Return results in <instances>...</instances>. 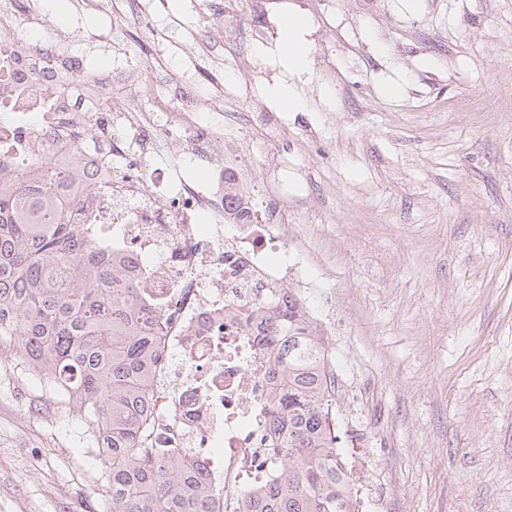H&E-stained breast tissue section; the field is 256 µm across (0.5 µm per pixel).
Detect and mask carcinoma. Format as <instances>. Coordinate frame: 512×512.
<instances>
[{
	"mask_svg": "<svg viewBox=\"0 0 512 512\" xmlns=\"http://www.w3.org/2000/svg\"><path fill=\"white\" fill-rule=\"evenodd\" d=\"M12 149L0 144V346L15 344L27 370L83 409L104 450L112 512H213L196 469L142 445L154 336L112 260L61 217L59 190L70 173L39 158L24 164ZM265 322L278 342L274 370L284 378L275 405L283 470L246 495L244 512H354L319 338L293 300Z\"/></svg>",
	"mask_w": 512,
	"mask_h": 512,
	"instance_id": "carcinoma-1",
	"label": "carcinoma"
}]
</instances>
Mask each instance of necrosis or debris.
I'll use <instances>...</instances> for the list:
<instances>
[{"instance_id":"obj_1","label":"necrosis or debris","mask_w":512,"mask_h":512,"mask_svg":"<svg viewBox=\"0 0 512 512\" xmlns=\"http://www.w3.org/2000/svg\"><path fill=\"white\" fill-rule=\"evenodd\" d=\"M51 45L31 38L11 43L27 73L0 76V132L23 152L72 158L76 168L95 161L92 185L75 181L63 203L70 223L86 228L98 252L119 261L135 288L134 301L158 336L147 378L145 445L191 463L217 495L216 512H241L244 494L269 484L281 467L271 454L274 352L259 322L283 294L300 297L288 282V203L241 194L239 170L251 160L247 127L221 185L203 192L191 182L160 189L145 158L153 132L166 128L171 145L193 156L224 150V113L197 110L199 93L186 81L179 106L157 100L133 108L143 61L112 30L115 69L128 95L103 91L89 71L70 69L60 47L70 40L56 27ZM242 211L225 213L227 196ZM225 223H199L200 214Z\"/></svg>"}]
</instances>
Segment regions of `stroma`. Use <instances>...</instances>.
I'll return each mask as SVG.
<instances>
[{
	"mask_svg": "<svg viewBox=\"0 0 512 512\" xmlns=\"http://www.w3.org/2000/svg\"><path fill=\"white\" fill-rule=\"evenodd\" d=\"M151 28L141 101L248 123L244 188L288 197L289 252L311 262L310 316L336 339V424L362 512H512V0H207L260 32L235 42L199 26L198 0H141ZM62 52L114 93L112 16L62 0ZM307 19V69L292 112L268 88L285 76L284 17ZM167 38L156 42L153 29ZM239 56L224 95L217 63ZM397 86L389 94L388 86ZM149 164L169 184L211 162L167 146ZM37 376L0 369V512H98L108 475L85 417L56 409Z\"/></svg>",
	"mask_w": 512,
	"mask_h": 512,
	"instance_id": "obj_1",
	"label": "stroma"
}]
</instances>
